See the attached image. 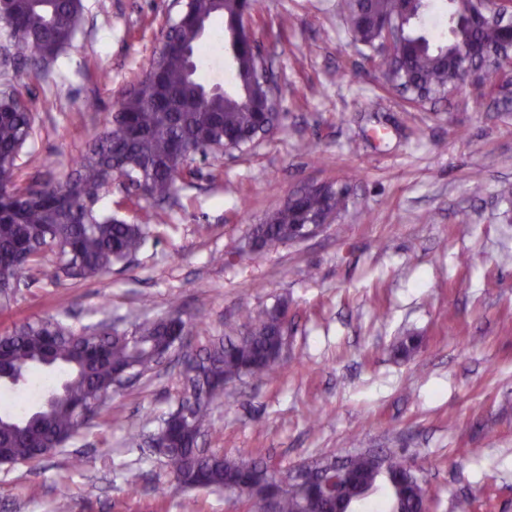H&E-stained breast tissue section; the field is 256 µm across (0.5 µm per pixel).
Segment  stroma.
I'll use <instances>...</instances> for the list:
<instances>
[{
	"label": "stroma",
	"instance_id": "35a3bbf8",
	"mask_svg": "<svg viewBox=\"0 0 512 512\" xmlns=\"http://www.w3.org/2000/svg\"><path fill=\"white\" fill-rule=\"evenodd\" d=\"M83 4L82 27L47 69L0 62V85L32 106L25 149L45 161L20 163V186L69 177L178 14L173 0ZM341 4L257 0L251 27L277 74V128L236 160L196 161L171 203L125 207L119 184L103 189L98 206L118 219L156 210L143 247L81 283L48 277L46 257L0 300V332L45 318L125 329L177 307L201 316L189 338L204 348L241 308L287 300L280 374L227 384L207 447L282 467L401 449L432 512H456L461 498L512 512V111L467 91L420 108L388 90ZM310 181L351 185L337 221L254 259L215 262L247 247L254 224ZM476 253L483 263H470ZM406 336L418 346L405 356ZM182 393L169 365L115 393L52 457L0 466V512H63V500L64 512H182L190 497L201 512H246L219 491H173L142 443Z\"/></svg>",
	"mask_w": 512,
	"mask_h": 512
}]
</instances>
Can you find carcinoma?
Here are the masks:
<instances>
[{"label": "carcinoma", "instance_id": "carcinoma-1", "mask_svg": "<svg viewBox=\"0 0 512 512\" xmlns=\"http://www.w3.org/2000/svg\"><path fill=\"white\" fill-rule=\"evenodd\" d=\"M403 2L410 14L406 54L400 61L378 63L390 87L415 84L443 91L465 79L458 53L472 41L479 42L490 56L502 48L500 28L472 27L473 0H448L455 23L443 42L418 33L429 0H345L354 40L376 47L380 32L368 18L393 15ZM241 7V0H183L178 20L165 34V40L179 49L153 63L150 78L140 80L137 90L122 96L110 126L92 136L70 178L40 185L34 193L14 182L17 160L33 133V115L29 105L19 106L20 94L7 85L0 90V171L5 173L0 179V298H10L23 272L12 266L14 256L22 251L34 256L26 266L30 270L44 259L39 244L56 256L54 275L76 281L104 274L141 249L148 224L127 223L95 210L109 172L114 170L143 186L142 198L160 203L176 194L178 179L192 172L196 157H224V134L235 137L238 149L249 147L259 127L253 103L241 94L226 98L211 91L204 77L189 65V57L198 58L208 51L202 24L215 16L235 15ZM0 23L12 32V60L49 65L81 27L82 0H0ZM259 67L253 54L240 55L236 83L248 84ZM343 207L340 196L309 192L297 208L280 206L268 215V223L255 225L252 239L261 250L293 241L297 226L311 216ZM287 308L278 303L257 312L244 309L245 330L231 331L197 354L201 372L194 387L199 393L191 415L168 421L159 438L173 477L201 488L224 490L250 489L262 482L275 485L279 466L262 459L233 460L215 450L203 456L194 444L196 433L209 426L210 405L224 394L227 382L243 376L268 379L280 371L278 350L283 335L279 322ZM192 326V321L174 311L135 322L129 329H106L98 337L51 319L1 334V370L20 372L46 362L64 369L67 378L50 408L22 416L0 412V460L16 464L53 455L58 441H71L87 424L89 417L80 416L78 406L93 415L112 398L115 371L131 367L147 375L154 370V351L169 345L172 336L188 334ZM386 454L393 459L400 485L375 472L362 451L341 461L319 458L305 463L309 469L316 468V473L279 494V512H305L315 495L334 500L338 469L349 476L351 489H365L364 499L385 489L382 512H413L428 488L404 457L392 450Z\"/></svg>", "mask_w": 512, "mask_h": 512}]
</instances>
